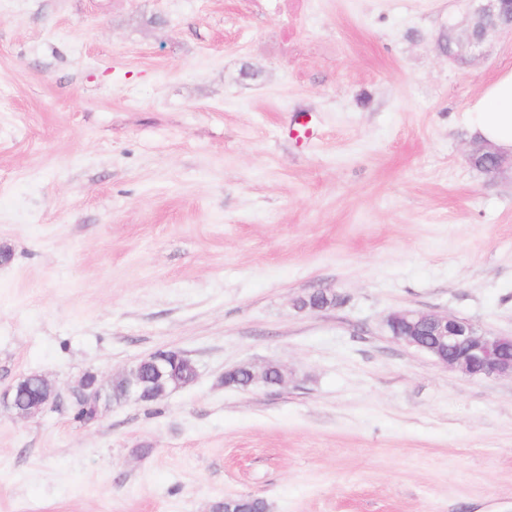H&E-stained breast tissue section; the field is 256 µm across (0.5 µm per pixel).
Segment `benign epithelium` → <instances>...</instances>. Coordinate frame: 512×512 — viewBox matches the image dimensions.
<instances>
[{
    "mask_svg": "<svg viewBox=\"0 0 512 512\" xmlns=\"http://www.w3.org/2000/svg\"><path fill=\"white\" fill-rule=\"evenodd\" d=\"M507 0H481L474 20L467 23L461 41L467 43L471 57L480 58L486 53L488 37L500 32L512 33V8H506ZM333 297L325 290L311 293L312 301L301 297L297 306L302 310L319 311L329 307L320 298ZM386 326L392 338L408 347L424 352L437 362L472 378L512 377V336H489L475 331L472 323L464 318L423 313L415 310H398L386 318ZM148 364L152 378L158 385L171 376L169 354L158 351L149 355ZM118 377L123 380L127 400L138 402L143 397L144 379L138 366L125 368ZM38 381L26 411H14L15 391L29 379ZM105 385L97 376L87 372L71 386V393L78 405L85 406L100 416L104 403ZM58 397L55 387L42 375H24L9 388L0 392V406L13 412L17 418H29L42 412Z\"/></svg>",
    "mask_w": 512,
    "mask_h": 512,
    "instance_id": "benign-epithelium-1",
    "label": "benign epithelium"
}]
</instances>
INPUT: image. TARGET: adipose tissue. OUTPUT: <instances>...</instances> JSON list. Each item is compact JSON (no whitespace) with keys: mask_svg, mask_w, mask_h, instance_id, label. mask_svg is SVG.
<instances>
[{"mask_svg":"<svg viewBox=\"0 0 512 512\" xmlns=\"http://www.w3.org/2000/svg\"><path fill=\"white\" fill-rule=\"evenodd\" d=\"M467 125L477 139L512 155V66L501 69L471 104Z\"/></svg>","mask_w":512,"mask_h":512,"instance_id":"ef3b65f1","label":"adipose tissue"}]
</instances>
